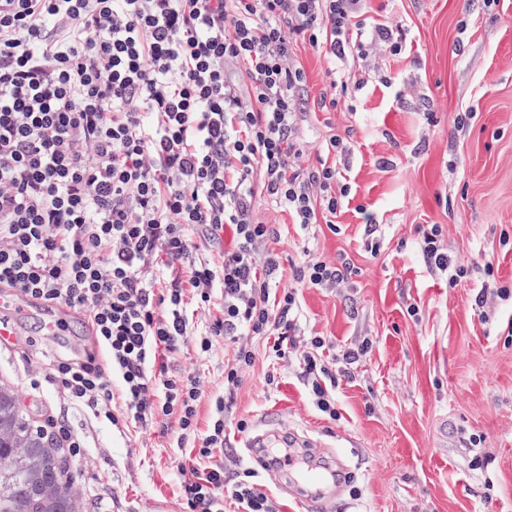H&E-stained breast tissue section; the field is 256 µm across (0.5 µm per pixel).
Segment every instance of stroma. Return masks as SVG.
<instances>
[{"label":"stroma","instance_id":"stroma-1","mask_svg":"<svg viewBox=\"0 0 512 512\" xmlns=\"http://www.w3.org/2000/svg\"><path fill=\"white\" fill-rule=\"evenodd\" d=\"M396 11L405 52L375 61L373 82L349 89L348 111L310 114L303 127L312 161L329 136L346 144L348 203L332 227L304 229L282 214L288 233L272 246L286 284L306 254L350 261L342 287L302 289L305 331L337 351L364 340L371 351L336 387L332 421L295 364L271 366L255 340L227 453L247 457L249 436L269 428L317 441L315 461L340 459L351 475L329 512H512V303L484 317L474 302L487 278L512 284V0H399ZM426 224L442 225L468 279L452 287L425 267L417 229ZM43 317L19 320L15 342L0 345V387L14 391L32 429L51 417L84 433L89 458L71 466L82 512H179L178 460L164 438L90 422L37 374L34 348L96 352L79 314L67 312L54 336ZM232 354L220 345L203 361L188 347L179 358L204 381L200 426ZM241 419L247 432L236 428ZM474 434L483 438L476 449ZM478 456L486 463L476 469Z\"/></svg>","mask_w":512,"mask_h":512}]
</instances>
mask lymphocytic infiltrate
<instances>
[{
  "label": "lymphocytic infiltrate",
  "mask_w": 512,
  "mask_h": 512,
  "mask_svg": "<svg viewBox=\"0 0 512 512\" xmlns=\"http://www.w3.org/2000/svg\"><path fill=\"white\" fill-rule=\"evenodd\" d=\"M370 0H0V288L81 314L86 360L44 357L66 400L118 432L154 430L179 458L181 512H278L256 469L224 461V419L256 359H295L318 409L354 378L368 344L302 341L300 291L338 288L349 262L309 258L281 285L271 242L288 212L332 222L350 188L336 160L313 164L301 133L306 74L295 48L354 54L338 87H364L373 61L406 46L402 20L367 24ZM267 216L256 221L255 209ZM425 265L449 285L467 270L440 225L420 227ZM231 248H223L224 236ZM231 345L224 393L198 426L203 382L178 357Z\"/></svg>",
  "instance_id": "1"
}]
</instances>
